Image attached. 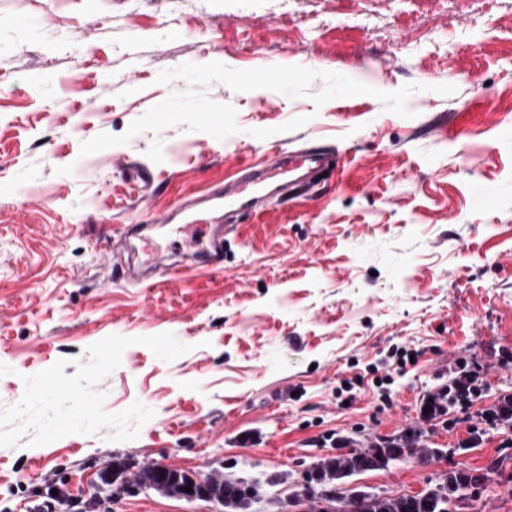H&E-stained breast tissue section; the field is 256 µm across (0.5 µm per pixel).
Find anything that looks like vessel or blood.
Returning a JSON list of instances; mask_svg holds the SVG:
<instances>
[{
    "label": "vessel or blood",
    "instance_id": "b4317fda",
    "mask_svg": "<svg viewBox=\"0 0 512 512\" xmlns=\"http://www.w3.org/2000/svg\"><path fill=\"white\" fill-rule=\"evenodd\" d=\"M336 163L335 151L327 146L292 151L278 147L270 149L262 163L240 161L237 177L207 197L208 203L220 205L224 214L213 218L203 229L209 237L210 248L196 256L195 265L208 267L222 262L224 239L234 230L228 214L239 210L263 213L276 200L290 194L295 186H314L317 174Z\"/></svg>",
    "mask_w": 512,
    "mask_h": 512
}]
</instances>
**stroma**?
<instances>
[{
    "label": "stroma",
    "instance_id": "stroma-1",
    "mask_svg": "<svg viewBox=\"0 0 512 512\" xmlns=\"http://www.w3.org/2000/svg\"><path fill=\"white\" fill-rule=\"evenodd\" d=\"M214 58L420 90L402 118L368 95L318 108L217 83L208 96L237 111L225 140L174 125L81 156L181 89L160 71ZM258 128L271 145L338 149L339 179L238 214L221 267L129 285L126 225L154 227L143 262L206 247L157 221L234 177L239 158L260 161ZM165 332L190 352L166 362L138 343ZM110 335L137 343L98 385L104 410L138 402L153 417L131 441L104 429L0 447V512H214L117 483L96 495L116 461L253 482L250 512H317L315 463L410 427L444 457L356 473L339 494H415L463 468L484 483L461 512H512V423L468 441L469 422L512 395V0H0V408L19 402L23 376L62 359L74 374ZM398 349L416 362L398 367ZM461 359L481 366L485 395L456 425L424 418Z\"/></svg>",
    "mask_w": 512,
    "mask_h": 512
}]
</instances>
